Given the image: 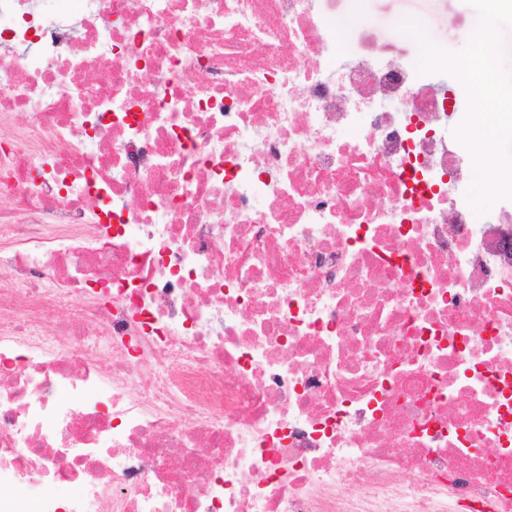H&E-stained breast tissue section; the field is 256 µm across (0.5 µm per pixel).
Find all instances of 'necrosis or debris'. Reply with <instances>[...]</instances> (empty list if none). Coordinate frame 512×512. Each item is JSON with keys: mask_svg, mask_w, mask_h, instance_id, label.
Masks as SVG:
<instances>
[{"mask_svg": "<svg viewBox=\"0 0 512 512\" xmlns=\"http://www.w3.org/2000/svg\"><path fill=\"white\" fill-rule=\"evenodd\" d=\"M373 44L0 0V512H512V199Z\"/></svg>", "mask_w": 512, "mask_h": 512, "instance_id": "obj_1", "label": "necrosis or debris"}]
</instances>
